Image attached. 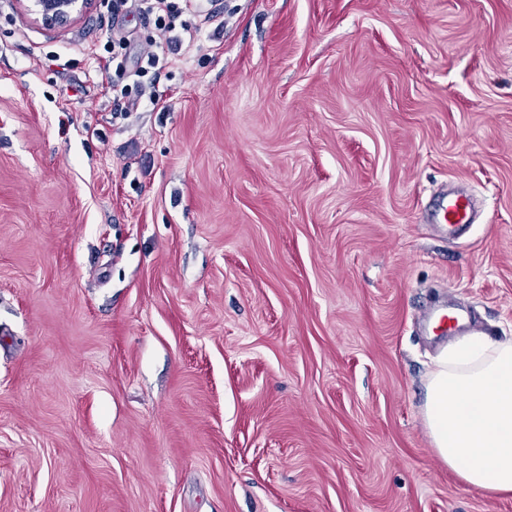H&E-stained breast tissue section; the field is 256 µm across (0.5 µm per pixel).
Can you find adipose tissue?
<instances>
[{
  "label": "adipose tissue",
  "mask_w": 512,
  "mask_h": 512,
  "mask_svg": "<svg viewBox=\"0 0 512 512\" xmlns=\"http://www.w3.org/2000/svg\"><path fill=\"white\" fill-rule=\"evenodd\" d=\"M424 422L436 457L461 482L512 496V339L470 335L443 350Z\"/></svg>",
  "instance_id": "adipose-tissue-1"
}]
</instances>
